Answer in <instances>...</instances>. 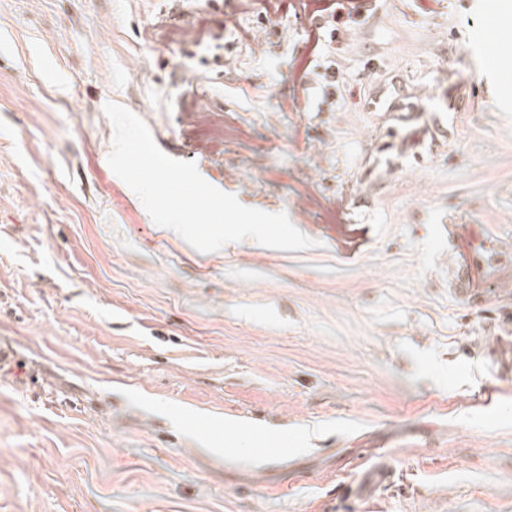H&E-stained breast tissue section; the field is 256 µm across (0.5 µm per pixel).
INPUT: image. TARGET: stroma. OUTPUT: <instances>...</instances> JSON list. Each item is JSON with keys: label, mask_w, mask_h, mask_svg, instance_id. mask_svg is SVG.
Here are the masks:
<instances>
[{"label": "stroma", "mask_w": 512, "mask_h": 512, "mask_svg": "<svg viewBox=\"0 0 512 512\" xmlns=\"http://www.w3.org/2000/svg\"><path fill=\"white\" fill-rule=\"evenodd\" d=\"M361 2L315 56L261 0L259 51L166 37L237 0H0V512H512V13ZM109 102L317 247L155 225ZM388 457L387 451L383 448H375L374 451L366 457L365 462L369 465L366 469L365 479L356 485L354 494L357 496L367 495L374 486L387 482L390 477L389 468L386 463Z\"/></svg>", "instance_id": "1"}]
</instances>
